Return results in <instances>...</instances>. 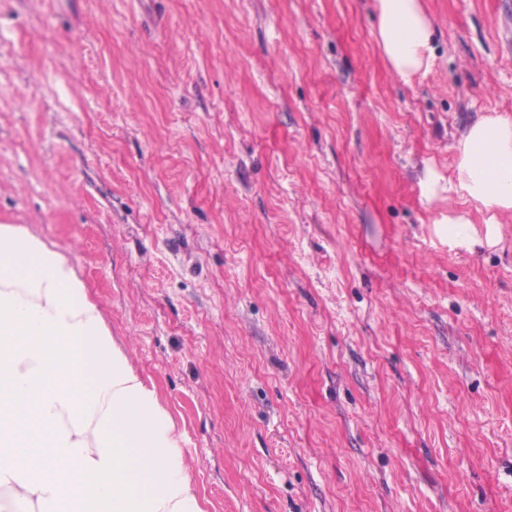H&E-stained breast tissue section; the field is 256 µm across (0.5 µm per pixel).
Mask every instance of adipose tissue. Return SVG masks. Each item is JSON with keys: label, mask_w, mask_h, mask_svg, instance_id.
<instances>
[{"label": "adipose tissue", "mask_w": 512, "mask_h": 512, "mask_svg": "<svg viewBox=\"0 0 512 512\" xmlns=\"http://www.w3.org/2000/svg\"><path fill=\"white\" fill-rule=\"evenodd\" d=\"M379 45L406 83L425 74L421 0H375ZM449 191L512 211V116L476 120ZM0 512H205L174 419L116 344L71 254L0 224Z\"/></svg>", "instance_id": "adipose-tissue-1"}]
</instances>
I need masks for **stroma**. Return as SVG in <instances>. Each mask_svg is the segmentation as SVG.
Segmentation results:
<instances>
[{"mask_svg": "<svg viewBox=\"0 0 512 512\" xmlns=\"http://www.w3.org/2000/svg\"><path fill=\"white\" fill-rule=\"evenodd\" d=\"M422 4L407 84L372 0H0V224L74 256L206 512H512V212L448 190L512 0ZM448 224V240L457 243H466L472 237V222L464 213L448 214V218L442 221Z\"/></svg>", "mask_w": 512, "mask_h": 512, "instance_id": "35a3bbf8", "label": "stroma"}]
</instances>
